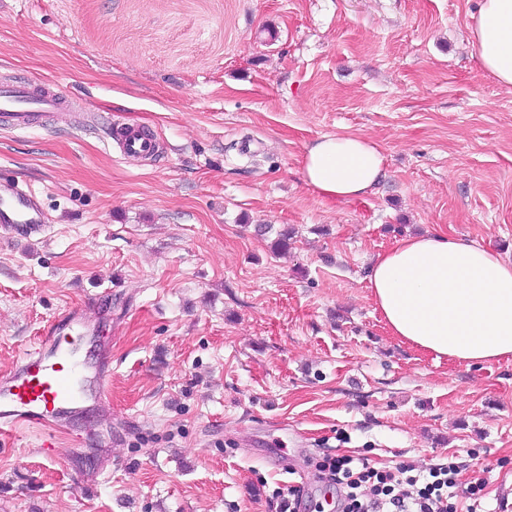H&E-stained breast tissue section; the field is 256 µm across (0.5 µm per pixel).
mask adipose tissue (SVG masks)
Listing matches in <instances>:
<instances>
[{"label":"adipose tissue","instance_id":"1","mask_svg":"<svg viewBox=\"0 0 512 512\" xmlns=\"http://www.w3.org/2000/svg\"><path fill=\"white\" fill-rule=\"evenodd\" d=\"M468 29L472 56L512 87V0H481ZM302 172L324 199H359L384 176L385 155L359 135H324ZM368 283L391 335L413 348L469 366L512 358V261L496 251L442 231L409 235L377 256Z\"/></svg>","mask_w":512,"mask_h":512}]
</instances>
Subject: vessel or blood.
Returning a JSON list of instances; mask_svg holds the SVG:
<instances>
[{
  "instance_id": "vessel-or-blood-1",
  "label": "vessel or blood",
  "mask_w": 512,
  "mask_h": 512,
  "mask_svg": "<svg viewBox=\"0 0 512 512\" xmlns=\"http://www.w3.org/2000/svg\"><path fill=\"white\" fill-rule=\"evenodd\" d=\"M62 104L59 93L38 85L0 86V122L16 129L30 127L35 113H53ZM118 142L128 157H150L158 150L155 138L143 136L138 127L125 128ZM43 228L34 195L18 181L0 180V231L30 238ZM87 326L82 313L70 311L45 330L37 351L0 377V430L31 426L54 432L81 415L86 404L107 401L109 368L85 354Z\"/></svg>"
}]
</instances>
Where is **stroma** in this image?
Here are the masks:
<instances>
[{
    "instance_id": "obj_1",
    "label": "stroma",
    "mask_w": 512,
    "mask_h": 512,
    "mask_svg": "<svg viewBox=\"0 0 512 512\" xmlns=\"http://www.w3.org/2000/svg\"><path fill=\"white\" fill-rule=\"evenodd\" d=\"M477 4L0 0V84L69 101L0 126V176L47 220L0 235V375L73 309L106 324L88 350L112 366L105 411L0 433V512H276L285 482L301 512H336L327 455L452 462L484 512L512 500V359L421 353L368 289L409 234L512 260V87L471 55ZM131 123L159 157L111 146ZM336 133L385 151L363 198L302 178L306 146Z\"/></svg>"
}]
</instances>
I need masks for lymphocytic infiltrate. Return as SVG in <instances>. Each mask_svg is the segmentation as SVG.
<instances>
[{
	"mask_svg": "<svg viewBox=\"0 0 512 512\" xmlns=\"http://www.w3.org/2000/svg\"><path fill=\"white\" fill-rule=\"evenodd\" d=\"M320 471L328 484L344 490L341 512H477L480 486L470 487L466 508L454 503L458 469L451 463L378 470L365 458L330 457Z\"/></svg>",
	"mask_w": 512,
	"mask_h": 512,
	"instance_id": "lymphocytic-infiltrate-1",
	"label": "lymphocytic infiltrate"
}]
</instances>
